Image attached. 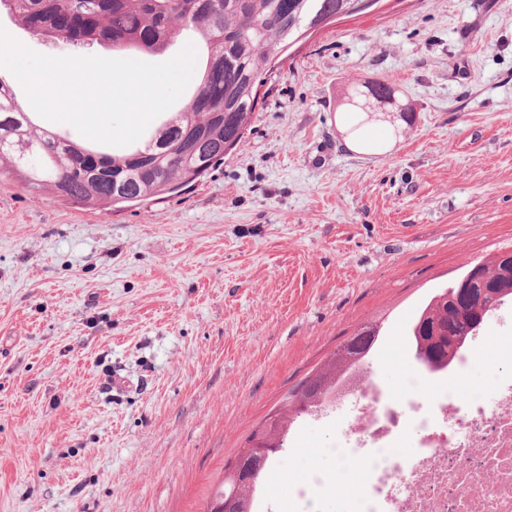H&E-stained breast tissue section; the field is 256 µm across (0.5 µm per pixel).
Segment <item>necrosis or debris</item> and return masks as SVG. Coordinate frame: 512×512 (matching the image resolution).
Listing matches in <instances>:
<instances>
[{"label":"necrosis or debris","mask_w":512,"mask_h":512,"mask_svg":"<svg viewBox=\"0 0 512 512\" xmlns=\"http://www.w3.org/2000/svg\"><path fill=\"white\" fill-rule=\"evenodd\" d=\"M469 365L459 356L430 398L415 378L398 396L350 386L341 405L355 424L337 426L323 464L295 482L292 512H512V370L463 399L455 381ZM352 468L355 483L332 489L331 473Z\"/></svg>","instance_id":"1"}]
</instances>
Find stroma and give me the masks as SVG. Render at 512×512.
I'll return each instance as SVG.
<instances>
[{"label": "stroma", "instance_id": "35a3bbf8", "mask_svg": "<svg viewBox=\"0 0 512 512\" xmlns=\"http://www.w3.org/2000/svg\"><path fill=\"white\" fill-rule=\"evenodd\" d=\"M379 79L410 122L356 154L336 104ZM505 249L512 0H380L315 32L241 144L166 201L104 211L0 171V512H208L341 342L378 326L370 376L400 391L414 317ZM482 333L465 396L498 353ZM335 430L331 409L295 418L253 512H288Z\"/></svg>", "mask_w": 512, "mask_h": 512}]
</instances>
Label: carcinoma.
Returning <instances> with one entry per match:
<instances>
[{
    "label": "carcinoma",
    "instance_id": "obj_1",
    "mask_svg": "<svg viewBox=\"0 0 512 512\" xmlns=\"http://www.w3.org/2000/svg\"><path fill=\"white\" fill-rule=\"evenodd\" d=\"M10 6L21 24L34 35L67 44L69 28H89L93 42L117 50L134 47L152 52L186 32L207 50L206 67L191 98L178 111L148 132L145 147L109 155L94 145H78L37 127L0 77V167L25 175L32 187L48 185L69 198L94 208H125L148 198L176 195L224 160L242 141L259 98L258 89L273 73L276 60L316 22L324 28L343 15L357 12V0H0ZM402 90L387 80L352 88L340 105L359 112L367 100L388 108H411L401 103ZM483 293L471 295L450 286L419 312L407 332L415 358L428 343V372L448 370L461 354L445 340L462 336L473 311L456 304L471 299L493 312L512 299V276L480 282ZM379 330L367 325L351 340L372 351ZM353 352L340 345L328 366L300 383L295 399L280 416H294L314 407L319 393H330L351 373H357ZM268 454L255 469L252 485L236 487L224 480L215 497H234V512H252L257 484L274 462Z\"/></svg>",
    "mask_w": 512,
    "mask_h": 512
}]
</instances>
